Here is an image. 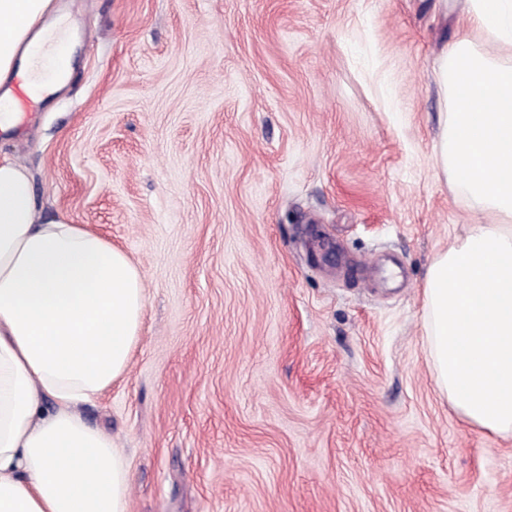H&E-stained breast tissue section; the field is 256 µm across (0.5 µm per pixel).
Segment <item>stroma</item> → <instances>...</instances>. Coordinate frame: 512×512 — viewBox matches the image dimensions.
I'll use <instances>...</instances> for the list:
<instances>
[{
    "label": "stroma",
    "mask_w": 512,
    "mask_h": 512,
    "mask_svg": "<svg viewBox=\"0 0 512 512\" xmlns=\"http://www.w3.org/2000/svg\"><path fill=\"white\" fill-rule=\"evenodd\" d=\"M71 70L0 159L147 292L87 406L128 512H512V434L440 393L423 286L492 223L435 147L468 0H53Z\"/></svg>",
    "instance_id": "obj_1"
}]
</instances>
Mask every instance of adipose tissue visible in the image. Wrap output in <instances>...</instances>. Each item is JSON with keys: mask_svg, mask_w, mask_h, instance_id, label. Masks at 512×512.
I'll return each instance as SVG.
<instances>
[{"mask_svg": "<svg viewBox=\"0 0 512 512\" xmlns=\"http://www.w3.org/2000/svg\"><path fill=\"white\" fill-rule=\"evenodd\" d=\"M52 0H0V129L12 76L59 86L69 38ZM468 23L512 46V0H472ZM436 78L453 112L436 164L492 214L441 252L424 283L436 384L472 427L512 433V64L460 37ZM143 276L108 239L41 218L32 180L0 162V512H128L122 449L79 406L121 377L138 342Z\"/></svg>", "mask_w": 512, "mask_h": 512, "instance_id": "adipose-tissue-1", "label": "adipose tissue"}]
</instances>
